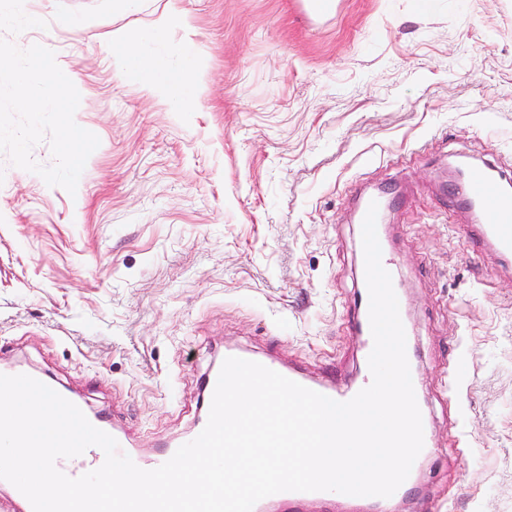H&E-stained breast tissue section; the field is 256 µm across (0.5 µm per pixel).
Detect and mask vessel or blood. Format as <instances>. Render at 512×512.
Returning <instances> with one entry per match:
<instances>
[{
    "mask_svg": "<svg viewBox=\"0 0 512 512\" xmlns=\"http://www.w3.org/2000/svg\"><path fill=\"white\" fill-rule=\"evenodd\" d=\"M469 185L468 204L476 215L474 226L476 235L472 245L485 247L495 251L501 258L512 261V178L506 177L487 163H471L467 166ZM356 279L360 283L353 309L355 312L354 330L359 338L361 359H368L372 348L373 338L369 323V295L364 287V268H357ZM225 356L255 360L265 367L285 376L286 378L323 394L337 401H347L353 398L359 387L369 386L371 374H364L360 386L345 390L337 389L335 381H315L301 370L286 365L274 356L261 355L240 348L228 347ZM88 421L96 428L110 434L118 443L119 453L129 456L140 468L151 470L169 460L177 450L176 444L168 443L156 449L150 456L141 455L135 448L128 435L118 426L113 418L105 412L87 411ZM105 455L100 448H88L82 455L73 458H60L56 461L57 468L71 477L96 469L104 462ZM346 500L354 506L368 507L379 504L376 496H342L333 491L279 492L258 501L253 512H266L267 508H275L276 512H302L309 503L329 506L336 501ZM0 512H33L28 499L10 482L0 479Z\"/></svg>",
    "mask_w": 512,
    "mask_h": 512,
    "instance_id": "b4317fda",
    "label": "vessel or blood"
}]
</instances>
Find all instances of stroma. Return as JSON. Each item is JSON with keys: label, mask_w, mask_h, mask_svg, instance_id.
Here are the masks:
<instances>
[{"label": "stroma", "mask_w": 512, "mask_h": 512, "mask_svg": "<svg viewBox=\"0 0 512 512\" xmlns=\"http://www.w3.org/2000/svg\"><path fill=\"white\" fill-rule=\"evenodd\" d=\"M168 1L28 0L34 27L0 25V367L111 410L146 452L193 428L228 346L348 385L355 197L394 183L435 442L401 510L512 512V263L467 250L441 188L461 156L512 174V0H173L187 22L118 74L102 42ZM190 53L200 103L175 112L145 82ZM31 58L73 95L20 107Z\"/></svg>", "instance_id": "1"}]
</instances>
